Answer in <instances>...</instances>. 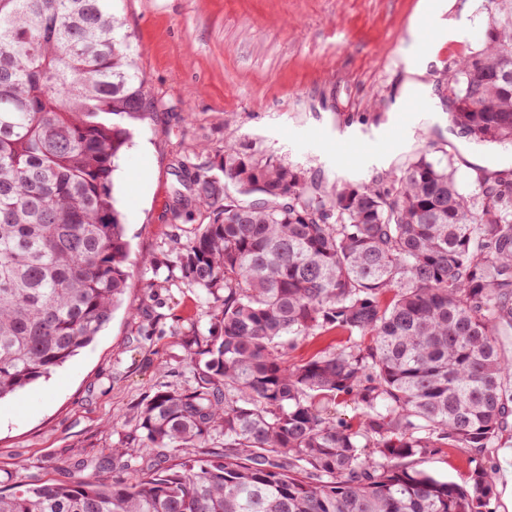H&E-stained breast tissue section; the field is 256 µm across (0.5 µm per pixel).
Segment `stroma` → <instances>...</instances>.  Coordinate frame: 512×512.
Instances as JSON below:
<instances>
[{
	"label": "stroma",
	"mask_w": 512,
	"mask_h": 512,
	"mask_svg": "<svg viewBox=\"0 0 512 512\" xmlns=\"http://www.w3.org/2000/svg\"><path fill=\"white\" fill-rule=\"evenodd\" d=\"M493 0H453L448 38L425 27L421 0H118L138 66L164 103L144 121L114 173L133 268L120 307L95 340L50 376L0 400V488L61 479L75 460L108 453L154 392L195 387L189 353L207 336L212 299L182 279L173 243L192 222L166 212L178 160L210 154L235 133L326 184L370 183L421 150L444 148L472 191L477 176L512 173V146L485 147L448 123L449 70L479 51ZM435 54L424 80L435 109L411 112L402 57ZM489 457L512 465V431ZM444 448L416 460L465 483L480 456Z\"/></svg>",
	"instance_id": "1"
}]
</instances>
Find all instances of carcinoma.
Wrapping results in <instances>:
<instances>
[{
    "label": "carcinoma",
    "mask_w": 512,
    "mask_h": 512,
    "mask_svg": "<svg viewBox=\"0 0 512 512\" xmlns=\"http://www.w3.org/2000/svg\"><path fill=\"white\" fill-rule=\"evenodd\" d=\"M117 0H0V399L112 320L130 256L113 174L161 111ZM448 77L453 127L512 144V0ZM182 278L213 299L190 390H160L109 454L0 491V512H491L493 472L413 466L512 431V179L460 186L421 153L392 178L328 187L231 138L181 162ZM345 343L295 363L296 340ZM349 397L357 422L336 416ZM221 451H211L215 436Z\"/></svg>",
    "instance_id": "carcinoma-1"
}]
</instances>
